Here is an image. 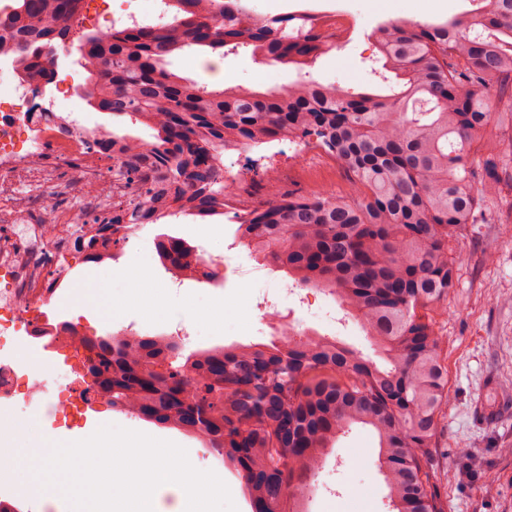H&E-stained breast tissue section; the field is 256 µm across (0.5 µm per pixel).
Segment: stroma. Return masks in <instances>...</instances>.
I'll return each instance as SVG.
<instances>
[{
    "label": "stroma",
    "instance_id": "obj_1",
    "mask_svg": "<svg viewBox=\"0 0 512 512\" xmlns=\"http://www.w3.org/2000/svg\"><path fill=\"white\" fill-rule=\"evenodd\" d=\"M275 13L296 11H346L356 24L340 48L321 55L309 68L312 78L322 84L336 83L361 90L374 79L371 72L376 51L371 31L381 22L426 12L428 20L446 19L469 9V0H250ZM186 55L171 58L170 70L209 86L240 85L265 91L288 84L295 68L275 67L255 60L250 53H225L220 63L211 55H196L195 66H187ZM65 106L77 119L90 125H117L124 133L147 138L150 130L133 117L113 120L98 112L75 94ZM292 140L273 141L248 148L243 160L258 169L277 166L286 169L288 191H311L326 181L343 190L346 178L340 168L323 157L298 167ZM73 173H61L42 189L48 206L38 221L50 224L62 209L81 206ZM235 224L224 215L209 217L176 213L147 225V235L166 234L185 240L199 250L220 246L223 259L213 280H186L172 285V276L157 254L139 249L130 255L100 263L83 261L70 253L64 265L73 285L45 305L50 320H81L97 328L99 335L115 334L133 327L144 335H158L170 323L182 321L187 302L193 298L217 301L242 299L244 311L224 319L216 315L188 324L181 339L185 351L211 346L247 345L270 342L276 331L260 320L264 312L278 310L302 327L372 355L371 345L360 325L346 318L336 298L325 291L300 288L285 298L280 286L285 272L254 256L235 239ZM458 279L448 296V315L441 330L448 346V387L451 393L448 416L436 439V478L448 491L445 512H512V214L494 224H473L468 238L455 254ZM146 266L157 297H145L137 305L111 307L100 293V283L127 265ZM12 412L19 424L11 450L15 474L11 484L19 512H56L53 502L58 489L42 490L34 471L50 441H78L95 432L102 422L140 431L185 448L191 464L214 471L233 493L237 512H253L242 491L239 474L224 466L220 457L208 452L194 436L142 418L127 416L102 406L88 409L81 427L69 430L53 423L42 404L15 403ZM379 445L375 433L357 425L341 436L325 454V463L313 480L326 488L335 506L329 512H389L387 488L376 462Z\"/></svg>",
    "mask_w": 512,
    "mask_h": 512
}]
</instances>
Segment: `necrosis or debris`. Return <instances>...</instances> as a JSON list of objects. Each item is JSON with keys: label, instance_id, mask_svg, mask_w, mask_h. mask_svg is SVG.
Masks as SVG:
<instances>
[{"label": "necrosis or debris", "instance_id": "necrosis-or-debris-1", "mask_svg": "<svg viewBox=\"0 0 512 512\" xmlns=\"http://www.w3.org/2000/svg\"><path fill=\"white\" fill-rule=\"evenodd\" d=\"M44 97L38 84L0 80V185L20 160L47 175L67 167L78 172L91 209H101L112 197V185L105 179L108 164L88 149L87 130L62 129L54 115L34 120ZM40 202V197H29L18 218L0 224V435L14 429L12 405L39 397L49 375L59 370L66 379L49 400L50 416L73 422L84 410L83 400L74 395L73 373L85 355L71 340L81 328L71 321L51 326L42 316L43 306L65 277L60 256L71 247L74 228L84 215L73 212L67 224L30 223L31 208ZM33 339L46 341L50 355L41 366L29 369L22 362V350Z\"/></svg>", "mask_w": 512, "mask_h": 512}]
</instances>
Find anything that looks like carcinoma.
Here are the masks:
<instances>
[{
    "mask_svg": "<svg viewBox=\"0 0 512 512\" xmlns=\"http://www.w3.org/2000/svg\"><path fill=\"white\" fill-rule=\"evenodd\" d=\"M82 0H15L0 13V42L23 82H56L54 45L70 39ZM439 23L389 21L371 37L392 92H354L305 77L278 90L200 85L167 58L199 47L251 51L304 66L332 48L302 15L259 17L247 0H162L165 20L78 37L81 96L94 110L135 117L147 141L112 133L89 144L114 156L112 209L73 240L87 262L132 224L174 211L224 210V150L299 139L336 158L348 186L278 192L237 220L241 243L301 287L329 291L359 320L389 367L328 338H295L193 351L161 335L84 337L85 375L108 403L200 438L236 468L253 507L286 512L311 487L325 451L354 423L379 439L377 465L393 512H444L434 442L448 411V349L436 316L456 284L452 252L502 200L512 158L491 132L512 129V0ZM160 260L213 280L200 254L166 235Z\"/></svg>",
    "mask_w": 512,
    "mask_h": 512,
    "instance_id": "cac0c4a2",
    "label": "carcinoma"
}]
</instances>
